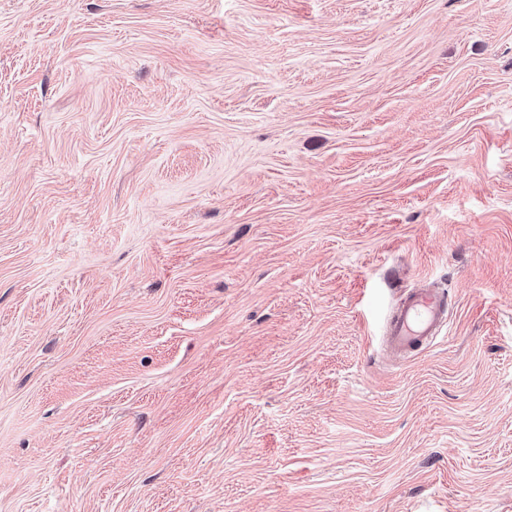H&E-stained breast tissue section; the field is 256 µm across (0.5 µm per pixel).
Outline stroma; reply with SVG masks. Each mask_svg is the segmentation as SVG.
Masks as SVG:
<instances>
[{
	"label": "stroma",
	"mask_w": 512,
	"mask_h": 512,
	"mask_svg": "<svg viewBox=\"0 0 512 512\" xmlns=\"http://www.w3.org/2000/svg\"><path fill=\"white\" fill-rule=\"evenodd\" d=\"M0 512H512V0H0ZM448 295L445 290L422 288L406 294L391 316L386 336L391 349L409 357L446 339Z\"/></svg>",
	"instance_id": "35a3bbf8"
}]
</instances>
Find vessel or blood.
<instances>
[{
	"label": "vessel or blood",
	"mask_w": 512,
	"mask_h": 512,
	"mask_svg": "<svg viewBox=\"0 0 512 512\" xmlns=\"http://www.w3.org/2000/svg\"><path fill=\"white\" fill-rule=\"evenodd\" d=\"M446 291L422 288L406 294L391 316L386 336L391 349L408 356L445 339L448 330Z\"/></svg>",
	"instance_id": "vessel-or-blood-1"
}]
</instances>
